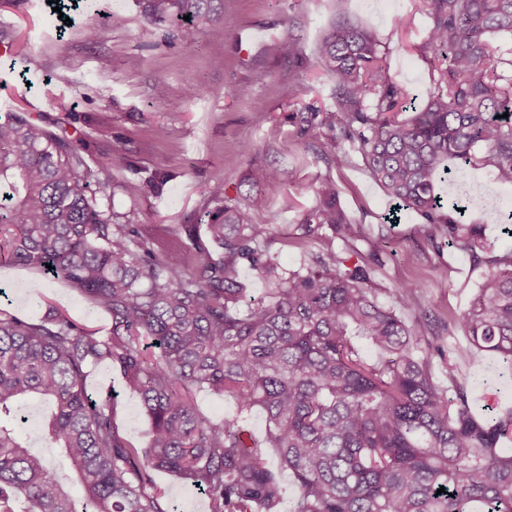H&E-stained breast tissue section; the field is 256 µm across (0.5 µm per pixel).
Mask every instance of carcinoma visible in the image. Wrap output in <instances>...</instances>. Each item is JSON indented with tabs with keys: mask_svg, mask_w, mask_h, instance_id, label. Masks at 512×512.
Listing matches in <instances>:
<instances>
[{
	"mask_svg": "<svg viewBox=\"0 0 512 512\" xmlns=\"http://www.w3.org/2000/svg\"><path fill=\"white\" fill-rule=\"evenodd\" d=\"M141 3L150 23L178 24L187 45L194 21L223 7ZM425 3L423 51L438 77L420 109L388 76L370 31L342 22L322 35L317 57L336 81V108L320 123L353 148L335 137L320 152L338 167L361 154L395 206L421 216L432 245L483 249L481 228L467 222L472 199L448 205L436 183L457 164L512 184V49L495 44L512 40V0ZM123 162L115 155L91 182L68 142L15 112L0 115V252L74 288L110 324L100 336L56 307L36 323L0 308V512H170L156 471L201 490L208 512H280L285 477L298 490L289 512H512V407L485 409L462 387L446 396L419 354L418 325L377 300L372 262L349 267L329 251L286 271L260 243L276 215L227 205L205 228L219 254L191 229L189 254L158 256L97 201ZM317 197L301 237L328 231L356 252L364 229L336 184L323 183ZM244 264L267 283L257 301H245ZM459 323L467 344L454 356L488 352L512 371V251L496 259ZM361 340L379 360L364 356ZM99 363L139 396L145 445L120 434L111 390L88 394L85 368ZM196 389L232 400L237 414L204 416ZM33 399L54 407L42 432L56 463L24 435L21 402ZM257 407L262 442L242 424Z\"/></svg>",
	"mask_w": 512,
	"mask_h": 512,
	"instance_id": "cac0c4a2",
	"label": "carcinoma"
}]
</instances>
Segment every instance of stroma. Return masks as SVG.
I'll return each mask as SVG.
<instances>
[{"instance_id": "obj_1", "label": "stroma", "mask_w": 512, "mask_h": 512, "mask_svg": "<svg viewBox=\"0 0 512 512\" xmlns=\"http://www.w3.org/2000/svg\"><path fill=\"white\" fill-rule=\"evenodd\" d=\"M69 26H61L47 0H0V26L11 37L8 56L0 57V113L21 112L34 123L68 140L91 169L125 158L114 168L112 187L100 202L136 225L156 254L185 247V225L229 205L252 212L278 213L279 222L265 238L268 255L284 269L298 268L312 257L333 250L341 241L330 235L298 236L302 213L317 200L322 182H335L348 217L364 227L356 248L363 257L378 256L373 288L378 300L406 323L431 320L420 341L428 354L436 383L447 387L442 353L465 337L457 319L468 308L493 261L512 249L499 224L512 212V185L495 183L486 169L456 171L439 186L447 197H477L472 213L485 225L494 246L473 254L465 246L433 248L421 217L411 209L398 221L385 223L392 203L362 158L339 168L321 158L319 146L333 131L312 121L302 126L299 113L335 108V81L321 67L317 43L323 31L340 18L366 28L382 44L384 64L392 81L405 88L416 107H423L433 70L420 53L428 35L423 0H224V9L198 21L194 44L167 38L164 29L148 22L137 0H64ZM122 13L124 25L111 22ZM100 29L97 40L85 37L89 25ZM297 42L293 57L275 54L274 42L284 33ZM141 58L139 67L128 64ZM300 94L288 100V84ZM165 99H157L158 87ZM203 86L206 97L189 99L187 90ZM239 156L236 166L225 159ZM258 169H276L278 180L253 184ZM155 181L156 192L137 195L133 189ZM222 196H214L215 186ZM392 239L376 250L379 236ZM418 282L423 290L413 306H405L393 288ZM36 322L48 307L65 310L74 320L107 334L108 317L81 294L58 281L8 262L0 263V308ZM457 378L477 404L494 400L512 405V385L498 383L496 361L474 352L456 359ZM87 389L108 385L114 396V418L120 432L145 444L148 418L135 394L107 365L87 368ZM158 490L175 512H208L204 495L166 473L154 475Z\"/></svg>"}]
</instances>
